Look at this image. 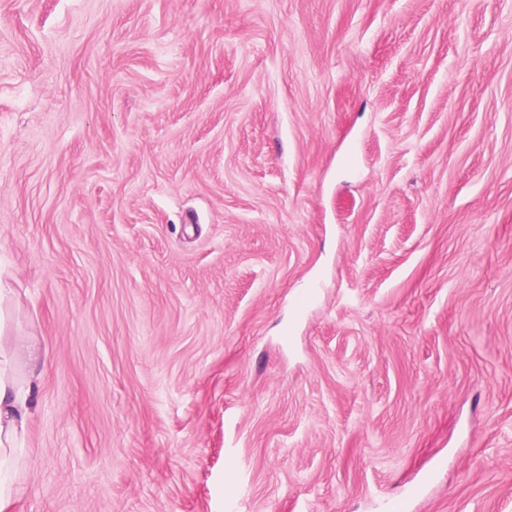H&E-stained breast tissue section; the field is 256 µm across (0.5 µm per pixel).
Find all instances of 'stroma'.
<instances>
[{"label": "stroma", "mask_w": 512, "mask_h": 512, "mask_svg": "<svg viewBox=\"0 0 512 512\" xmlns=\"http://www.w3.org/2000/svg\"><path fill=\"white\" fill-rule=\"evenodd\" d=\"M21 512H512V0H0Z\"/></svg>", "instance_id": "stroma-1"}]
</instances>
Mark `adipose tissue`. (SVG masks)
Here are the masks:
<instances>
[{
  "mask_svg": "<svg viewBox=\"0 0 512 512\" xmlns=\"http://www.w3.org/2000/svg\"><path fill=\"white\" fill-rule=\"evenodd\" d=\"M37 342L29 336L0 344V512H14L21 496L19 473L25 465L24 441L36 401L39 372L18 378L20 357L34 358Z\"/></svg>",
  "mask_w": 512,
  "mask_h": 512,
  "instance_id": "obj_1",
  "label": "adipose tissue"
}]
</instances>
